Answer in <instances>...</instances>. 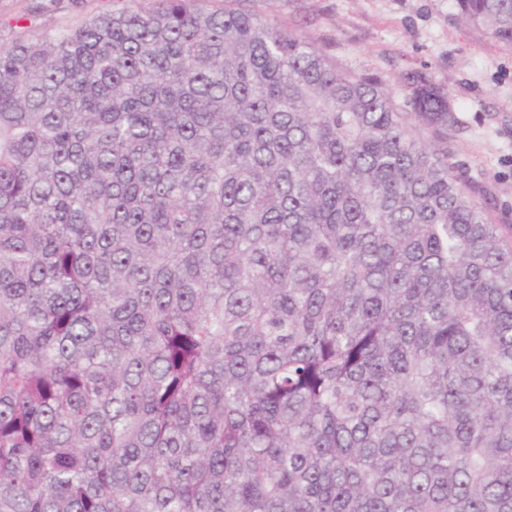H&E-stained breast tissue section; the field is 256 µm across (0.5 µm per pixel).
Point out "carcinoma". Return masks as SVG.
Segmentation results:
<instances>
[{
  "label": "carcinoma",
  "instance_id": "1",
  "mask_svg": "<svg viewBox=\"0 0 512 512\" xmlns=\"http://www.w3.org/2000/svg\"><path fill=\"white\" fill-rule=\"evenodd\" d=\"M242 2L0 47V512H512V228L448 92Z\"/></svg>",
  "mask_w": 512,
  "mask_h": 512
}]
</instances>
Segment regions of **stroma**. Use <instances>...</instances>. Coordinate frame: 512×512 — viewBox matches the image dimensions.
Wrapping results in <instances>:
<instances>
[{"label": "stroma", "instance_id": "stroma-1", "mask_svg": "<svg viewBox=\"0 0 512 512\" xmlns=\"http://www.w3.org/2000/svg\"><path fill=\"white\" fill-rule=\"evenodd\" d=\"M269 13L320 46L337 68L380 77L403 102V76L448 90V148L494 223L512 225V49L461 23L453 0H268ZM121 0H0V46L58 34Z\"/></svg>", "mask_w": 512, "mask_h": 512}]
</instances>
